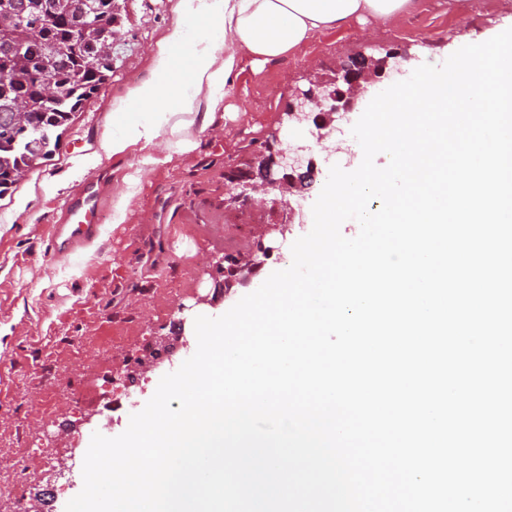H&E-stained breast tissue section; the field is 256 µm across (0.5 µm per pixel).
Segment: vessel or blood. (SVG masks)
I'll return each mask as SVG.
<instances>
[{
	"instance_id": "vessel-or-blood-1",
	"label": "vessel or blood",
	"mask_w": 512,
	"mask_h": 512,
	"mask_svg": "<svg viewBox=\"0 0 512 512\" xmlns=\"http://www.w3.org/2000/svg\"><path fill=\"white\" fill-rule=\"evenodd\" d=\"M102 194L93 181L78 184L61 207L62 218L51 229V249L65 254L92 242L101 224Z\"/></svg>"
}]
</instances>
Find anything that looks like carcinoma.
I'll return each mask as SVG.
<instances>
[{
	"label": "carcinoma",
	"instance_id": "1",
	"mask_svg": "<svg viewBox=\"0 0 512 512\" xmlns=\"http://www.w3.org/2000/svg\"><path fill=\"white\" fill-rule=\"evenodd\" d=\"M112 2L0 0V13L7 8L23 17L0 31V196L18 183L30 160L58 146L57 129L112 78V55H99L97 26L118 19Z\"/></svg>",
	"mask_w": 512,
	"mask_h": 512
}]
</instances>
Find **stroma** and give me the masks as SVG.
<instances>
[{
	"label": "stroma",
	"mask_w": 512,
	"mask_h": 512,
	"mask_svg": "<svg viewBox=\"0 0 512 512\" xmlns=\"http://www.w3.org/2000/svg\"><path fill=\"white\" fill-rule=\"evenodd\" d=\"M417 0L398 28L372 19L317 34L301 53L261 67L243 62L239 76L216 109L215 124L194 127L195 149L135 146L118 155L106 152L108 117L127 89L150 75L152 55L175 17L177 0H125L123 34L112 45L113 74L61 132L56 152L37 161L13 191L0 197V456L37 462L16 475L0 473V512L38 503L41 512H65L82 489V468L93 434L123 433L132 414L154 395L160 379L176 371L192 353L178 347L172 361L145 374L133 387L132 402L116 406L94 393L109 385L116 358L146 348L152 337L171 334L176 322L192 332L201 312L221 314L256 290L216 273L212 259H245L271 248L263 271L292 263L291 246L313 224L312 205L332 165L350 169L351 128L375 95L407 79L428 63L441 65L453 54L459 26L474 43L512 27V0H484L474 11L461 0ZM400 49V65L367 84L354 108L335 119L326 133L340 147H316L317 129L307 123L288 129L279 123L295 87L307 86L310 69L330 72L364 54L382 57ZM303 147L313 160V182L295 188L286 204L240 208L226 201V173L245 167L273 132ZM91 179L107 194L131 190L123 223L104 211L98 237L78 252L55 255L49 231L58 206L74 184ZM289 220L287 236L273 224ZM185 314H178V305Z\"/></svg>",
	"instance_id": "1"
}]
</instances>
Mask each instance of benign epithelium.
<instances>
[{
  "instance_id": "7a95c632",
  "label": "benign epithelium",
  "mask_w": 512,
  "mask_h": 512,
  "mask_svg": "<svg viewBox=\"0 0 512 512\" xmlns=\"http://www.w3.org/2000/svg\"><path fill=\"white\" fill-rule=\"evenodd\" d=\"M118 23L100 25L101 54L111 52L112 42L118 38ZM400 53L391 49L382 58H365L355 65H342L336 74L327 76L316 72L306 90L298 87L291 92V101L285 112L288 120L295 123L312 121L319 130L327 128L334 115L348 111L363 89ZM302 159L291 154L290 148H280L256 153L247 169L235 170L230 174L228 201L233 205L248 206L256 201L255 195H269L275 191L283 194L311 176L312 167L304 173L298 172ZM179 336L159 335L134 357L126 356L113 366L112 381L126 382L143 376L157 367L177 348Z\"/></svg>"
}]
</instances>
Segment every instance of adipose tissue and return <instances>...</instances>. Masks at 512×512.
<instances>
[{"mask_svg": "<svg viewBox=\"0 0 512 512\" xmlns=\"http://www.w3.org/2000/svg\"><path fill=\"white\" fill-rule=\"evenodd\" d=\"M415 0H178L177 18L152 59L149 79L112 113L107 148H192L196 123L213 125L243 60L261 65L290 55L316 34L353 19L400 21ZM208 112H201V105Z\"/></svg>", "mask_w": 512, "mask_h": 512, "instance_id": "ef3b65f1", "label": "adipose tissue"}]
</instances>
